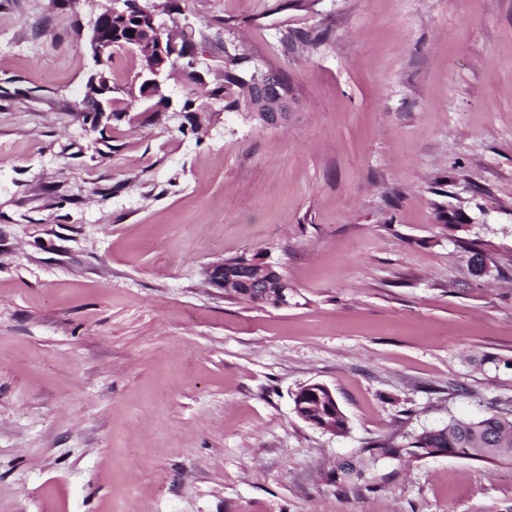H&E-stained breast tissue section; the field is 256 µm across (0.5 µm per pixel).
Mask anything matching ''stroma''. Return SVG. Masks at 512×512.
<instances>
[{"mask_svg": "<svg viewBox=\"0 0 512 512\" xmlns=\"http://www.w3.org/2000/svg\"><path fill=\"white\" fill-rule=\"evenodd\" d=\"M173 2L194 127L131 50L84 111L104 0H0V512H512V466L378 451L512 409V0ZM230 45L279 122L210 98ZM239 256L293 304L207 282ZM179 39L176 40V39ZM176 39L172 38L171 35L165 37V44L170 54H173V59L178 60L179 67L181 68L184 76V81L187 88V95L183 106V112H187L188 121L193 124L197 121L198 115L195 112H199L198 108H194V100L190 97L194 92L191 86L198 84V80L193 69V56H194V39L193 33L181 31ZM314 387H320L327 390L329 393H333L328 386L320 383H314L300 388V390L295 393L293 400L294 412L301 419L304 417L302 409L306 408V406L301 402V394L307 389H311L312 391L318 393L317 390L313 389ZM319 395L320 398L314 393L310 392L307 394L303 393L302 395V397L305 398L302 399V401H304L306 405L310 406V411L312 414L309 416V418L315 420L318 424H323L324 421H330L333 417H335V413L333 412L336 409V427L321 426L319 428L325 431L333 432L334 434H336V432H344L346 430V418L337 401L336 403L333 402L331 397L323 390H319Z\"/></svg>", "mask_w": 512, "mask_h": 512, "instance_id": "obj_1", "label": "stroma"}]
</instances>
